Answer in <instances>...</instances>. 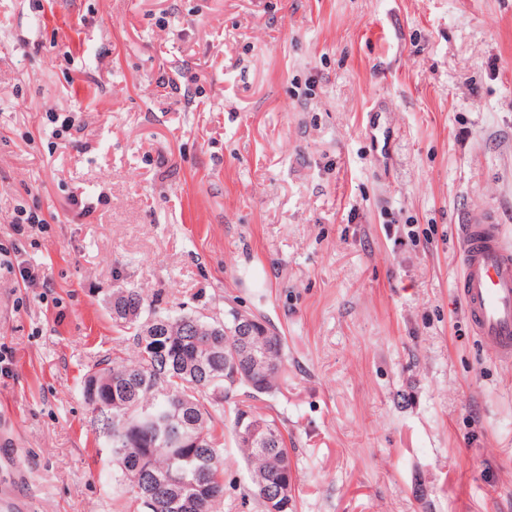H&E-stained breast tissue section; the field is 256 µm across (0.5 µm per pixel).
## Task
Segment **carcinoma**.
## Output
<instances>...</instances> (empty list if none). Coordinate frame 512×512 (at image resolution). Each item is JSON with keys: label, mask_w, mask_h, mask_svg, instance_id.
I'll return each mask as SVG.
<instances>
[{"label": "carcinoma", "mask_w": 512, "mask_h": 512, "mask_svg": "<svg viewBox=\"0 0 512 512\" xmlns=\"http://www.w3.org/2000/svg\"><path fill=\"white\" fill-rule=\"evenodd\" d=\"M116 326L133 331L136 357L114 356L84 381L116 465L142 512H218L224 500V403L243 392L271 395L288 381L285 340L268 321L230 309L224 319L170 315L146 307L131 288L112 290ZM150 331L151 336L143 333ZM183 405L194 438L181 441L162 421ZM232 438L250 473L249 495L261 506L278 498L293 512L288 437L279 419L235 404Z\"/></svg>", "instance_id": "carcinoma-1"}]
</instances>
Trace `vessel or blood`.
<instances>
[{"label": "vessel or blood", "instance_id": "b4317fda", "mask_svg": "<svg viewBox=\"0 0 512 512\" xmlns=\"http://www.w3.org/2000/svg\"><path fill=\"white\" fill-rule=\"evenodd\" d=\"M458 293L466 317L502 366L512 370V242L495 213L474 214L459 227Z\"/></svg>", "mask_w": 512, "mask_h": 512}]
</instances>
